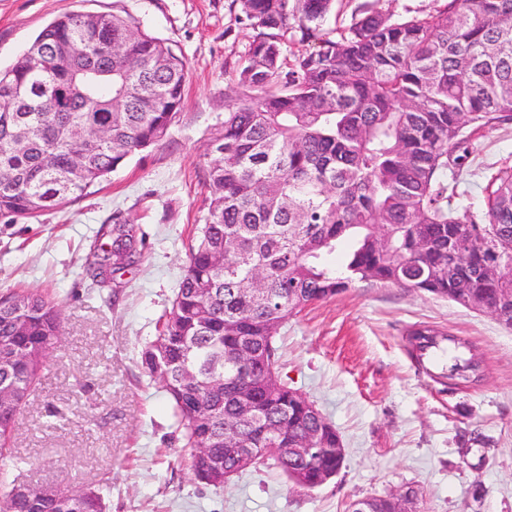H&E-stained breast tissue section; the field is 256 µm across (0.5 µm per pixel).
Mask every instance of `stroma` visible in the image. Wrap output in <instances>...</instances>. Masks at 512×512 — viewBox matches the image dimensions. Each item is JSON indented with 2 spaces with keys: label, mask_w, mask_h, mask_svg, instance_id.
Returning a JSON list of instances; mask_svg holds the SVG:
<instances>
[{
  "label": "stroma",
  "mask_w": 512,
  "mask_h": 512,
  "mask_svg": "<svg viewBox=\"0 0 512 512\" xmlns=\"http://www.w3.org/2000/svg\"><path fill=\"white\" fill-rule=\"evenodd\" d=\"M118 12L183 56L184 103L158 146L41 216L0 222V291L42 292L65 335L13 432L16 482L93 487L107 512H347L350 501L414 488L422 512H512V328L427 293L370 280L289 317L275 336L281 382L339 432L340 472L308 490L263 465L223 488L195 479L179 420L140 364L184 274L207 213L209 138L234 102L233 79L255 31L237 0H0V68L55 17ZM459 205L478 203L512 167V124L479 132ZM136 230L138 265L99 286L84 267L110 244L113 217ZM469 339L483 361L471 387L421 364L410 333Z\"/></svg>",
  "instance_id": "35a3bbf8"
}]
</instances>
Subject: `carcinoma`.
<instances>
[{"mask_svg": "<svg viewBox=\"0 0 512 512\" xmlns=\"http://www.w3.org/2000/svg\"><path fill=\"white\" fill-rule=\"evenodd\" d=\"M258 30L236 71L235 104L208 143L205 224L158 335L142 352L182 427L184 447L204 434L211 457L190 453L198 479L224 463V426L236 422L240 397L259 419L239 423L251 447L263 427L278 426L286 448L315 427L327 448L341 438L310 416L297 391L269 390L265 368L276 358L274 326L306 306L334 297L356 280L395 284L452 298L462 307L492 303L512 291V168L499 169L476 210L452 205L473 134L512 121V0H447L424 17L394 19L367 8L337 36L323 31L334 0H237ZM318 39L289 59L288 33ZM98 71L81 75L82 97L69 112L41 102L68 83L62 52ZM188 70L165 42L118 13H66L47 24L28 52L0 68V220L34 218L87 193L135 152L160 144L180 111ZM102 122L110 134L92 144L72 129ZM112 248L86 257L93 279L141 260L134 227L105 229ZM345 239L342 269L323 257ZM263 292L246 291L256 268ZM63 329L58 304L38 293L0 294V379L31 392ZM243 350L251 363L214 372L206 364ZM450 379H466L472 357L448 346ZM209 405L206 425L189 404ZM15 412L0 414V512H102L101 491L47 497L10 495ZM314 466L271 459L289 480L306 481Z\"/></svg>", "mask_w": 512, "mask_h": 512, "instance_id": "obj_1", "label": "carcinoma"}]
</instances>
